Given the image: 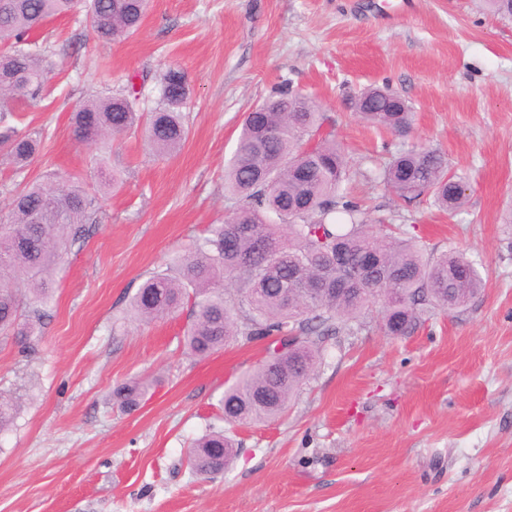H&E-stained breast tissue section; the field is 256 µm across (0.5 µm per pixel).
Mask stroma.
Returning a JSON list of instances; mask_svg holds the SVG:
<instances>
[{"mask_svg":"<svg viewBox=\"0 0 512 512\" xmlns=\"http://www.w3.org/2000/svg\"><path fill=\"white\" fill-rule=\"evenodd\" d=\"M33 37L55 69L9 123L43 141L24 168L0 156V210L48 176L83 183L98 213L53 274L32 349L0 340V394L21 399L0 432V512H512V21L479 0H152L126 39L97 42L82 13ZM171 66L191 86L179 152L156 155L135 128L102 146L76 139L70 115L84 101L137 76L150 111ZM370 85L409 102V136L355 116ZM284 86L332 121L370 218L403 216L429 253L474 261L484 286L409 336L388 335L371 306L364 329L329 340L285 414L236 428L232 462L204 478L187 449L224 428L225 383L268 343L198 359L183 346L189 306L150 323L126 312L149 275L223 222L243 117ZM420 145L467 181L455 214L375 181L390 154ZM101 151L118 186L91 164ZM135 376L159 383L127 411L112 390Z\"/></svg>","mask_w":512,"mask_h":512,"instance_id":"stroma-1","label":"stroma"}]
</instances>
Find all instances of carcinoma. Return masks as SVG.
<instances>
[{
    "instance_id": "1",
    "label": "carcinoma",
    "mask_w": 512,
    "mask_h": 512,
    "mask_svg": "<svg viewBox=\"0 0 512 512\" xmlns=\"http://www.w3.org/2000/svg\"><path fill=\"white\" fill-rule=\"evenodd\" d=\"M150 0H0V120L43 96L51 63L24 48L46 19L83 9L94 35L105 43L135 34ZM189 79L170 66L158 84L155 108L136 109L134 82L110 96L84 102L71 114L81 142H106L136 126L160 155L177 152L187 139L183 108ZM352 108L359 119L405 135L413 112L398 93L363 90ZM327 117L308 96L287 88L246 113L224 174L231 215L211 224L195 248L175 254L163 271L149 276L129 302L135 322L163 320L184 301L192 303L184 346L203 359L239 336L251 341L290 336L291 350L270 349L256 369L224 386L221 405L229 425L271 421L288 408L309 378L331 336L364 327L373 303L382 306L385 331L407 336L422 315L450 311L473 297L483 280L475 263L457 251L424 256L416 225L368 223L361 204L346 189L352 172ZM15 165L37 152L41 133L15 128L0 137ZM375 179L409 200L430 196L450 213L466 199L463 179L448 169L442 151H400ZM97 200L79 182L36 181L17 190L0 219V335L31 342L35 324L20 322L23 300L48 302L53 273L71 247L84 241ZM152 380H131L112 391L132 410L146 400ZM17 401L0 397V431L15 419ZM230 432L212 430L188 450V463L202 476L224 472L233 458Z\"/></svg>"
}]
</instances>
